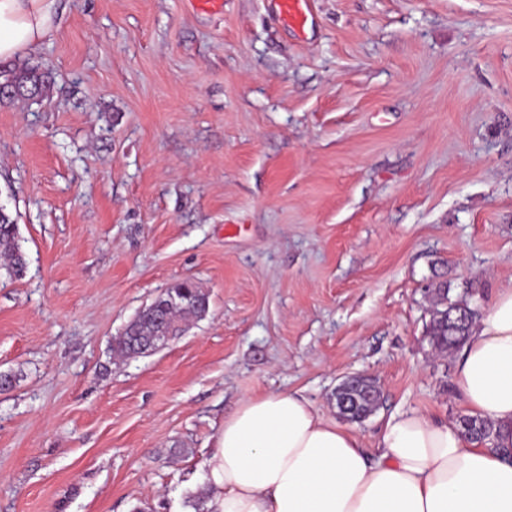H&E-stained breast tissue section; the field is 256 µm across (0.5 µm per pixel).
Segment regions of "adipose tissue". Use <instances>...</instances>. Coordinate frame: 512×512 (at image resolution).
<instances>
[{
	"instance_id": "ef3b65f1",
	"label": "adipose tissue",
	"mask_w": 512,
	"mask_h": 512,
	"mask_svg": "<svg viewBox=\"0 0 512 512\" xmlns=\"http://www.w3.org/2000/svg\"><path fill=\"white\" fill-rule=\"evenodd\" d=\"M59 0H0V61L49 40ZM478 443L422 413L390 416L375 449L298 392L240 402L208 458L209 512H512V289L500 290L457 361Z\"/></svg>"
}]
</instances>
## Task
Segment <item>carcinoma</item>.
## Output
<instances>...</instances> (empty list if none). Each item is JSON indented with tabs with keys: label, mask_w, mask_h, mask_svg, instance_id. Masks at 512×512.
Here are the masks:
<instances>
[{
	"label": "carcinoma",
	"mask_w": 512,
	"mask_h": 512,
	"mask_svg": "<svg viewBox=\"0 0 512 512\" xmlns=\"http://www.w3.org/2000/svg\"><path fill=\"white\" fill-rule=\"evenodd\" d=\"M0 85L26 87L28 91L1 98L14 101L19 98L42 97L50 89V77L37 66L0 64ZM0 259L10 278L20 279L26 274L27 262L17 238V224L11 215L0 208ZM439 307L432 311L426 338L431 347L440 352L456 349L468 339L479 311L462 301L451 302L448 289L438 288ZM209 312V298L199 285L185 287L177 282L162 291L149 305L140 310L112 340V353L122 359L138 357L153 351L165 336H177L180 322L199 320ZM359 400L358 413L368 415L378 405V392L369 384L354 389ZM462 431L476 440L491 437L492 426L473 417L459 420Z\"/></svg>",
	"instance_id": "carcinoma-1"
}]
</instances>
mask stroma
Segmentation results:
<instances>
[{
    "label": "stroma",
    "mask_w": 512,
    "mask_h": 512,
    "mask_svg": "<svg viewBox=\"0 0 512 512\" xmlns=\"http://www.w3.org/2000/svg\"><path fill=\"white\" fill-rule=\"evenodd\" d=\"M62 0L36 102L0 104V512H193L225 416L297 391L338 419L371 376L364 447L466 409L434 296L512 288V0ZM190 278L209 312L113 358ZM276 13L280 21L297 30H303L311 14L310 0H275ZM0 259L10 278L20 279L26 274L27 262L18 244L17 224L3 208H0Z\"/></svg>",
    "instance_id": "obj_1"
}]
</instances>
